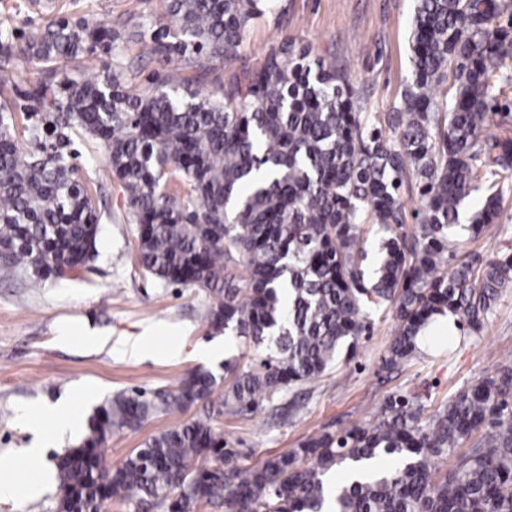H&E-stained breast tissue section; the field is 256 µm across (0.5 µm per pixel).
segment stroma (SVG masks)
<instances>
[{
	"label": "stroma",
	"instance_id": "obj_1",
	"mask_svg": "<svg viewBox=\"0 0 512 512\" xmlns=\"http://www.w3.org/2000/svg\"><path fill=\"white\" fill-rule=\"evenodd\" d=\"M58 6L75 17L122 22L123 59L134 65L130 84L136 89L150 86L157 66L149 59L138 24L163 12L162 0H58ZM413 10L414 0H277L273 11L245 30L235 58L211 64L206 76L192 67L183 76L196 81L202 92H216L223 79L255 66L291 38L344 68L366 111L381 116L397 105L409 76ZM52 16L38 0H0V17L27 38L40 34ZM80 163L112 210L111 221L100 226L94 260L63 279L0 277V449L28 442L15 419L19 406L55 401L70 387L94 388L95 405L101 408L123 391L171 389L193 369L203 366L220 376L225 360L245 367L258 358L257 352L239 349L232 338L221 359L205 364L196 359L197 347L218 338L205 320L210 299L142 272L138 229L126 218L123 192L103 151L83 149ZM496 251L512 255V193L505 195L492 233L468 239L465 249L470 256ZM84 324L116 342L134 339L149 327L174 329L181 333L184 356L135 361L87 349L75 339L59 342L61 328ZM396 328L392 314H378L356 356L299 387L297 396H284L273 408L219 416L225 440L252 465L299 447L309 437L368 421L392 395L416 394L427 409H436L494 376L500 366H512V288L503 290L480 331L431 337L419 353L388 369L382 360ZM198 412L194 406L182 414L150 417L135 430L113 432L101 448L106 465L123 461L152 435Z\"/></svg>",
	"mask_w": 512,
	"mask_h": 512
}]
</instances>
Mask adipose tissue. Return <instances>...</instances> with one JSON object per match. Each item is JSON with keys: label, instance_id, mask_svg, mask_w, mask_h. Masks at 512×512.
I'll list each match as a JSON object with an SVG mask.
<instances>
[{"label": "adipose tissue", "instance_id": "ef3b65f1", "mask_svg": "<svg viewBox=\"0 0 512 512\" xmlns=\"http://www.w3.org/2000/svg\"><path fill=\"white\" fill-rule=\"evenodd\" d=\"M93 389L78 386L57 402L23 407L18 417L31 436L28 447L0 452V498L34 501L55 491L57 472L47 459L52 444H64L83 427L81 409Z\"/></svg>", "mask_w": 512, "mask_h": 512}]
</instances>
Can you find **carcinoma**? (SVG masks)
I'll return each mask as SVG.
<instances>
[{
	"mask_svg": "<svg viewBox=\"0 0 512 512\" xmlns=\"http://www.w3.org/2000/svg\"><path fill=\"white\" fill-rule=\"evenodd\" d=\"M274 6L166 0L142 25L165 75L140 90L126 81L117 27L60 13L21 41L0 24V86L16 87V59L46 73L21 93L25 104L0 100V274L63 278L93 258L99 224L112 220L79 175L78 146L96 144L140 225L141 268L213 298L209 327L264 351L254 368L224 363L218 402L217 376L204 369L174 389L113 397L58 461L61 512H105L114 499L134 512H512L511 366L428 415L418 396H391L368 422L257 465L241 462L216 424L226 410L256 412L322 377L379 312L397 320L391 367L419 350L437 315L479 331L512 285V255L472 260L457 230L476 199L471 231L486 233L512 189V138L488 106L512 94V30L497 24L512 3L416 0L410 77L383 118L362 112L346 71L288 38L216 95L179 78L185 63L204 71L235 56L245 28ZM99 49L112 57L110 74L64 73ZM450 74L452 88L439 92ZM411 181L422 218L409 247L400 229ZM366 224L379 235L372 258ZM203 402V415L104 465L112 429Z\"/></svg>",
	"mask_w": 512,
	"mask_h": 512,
	"instance_id": "obj_1",
	"label": "carcinoma"
}]
</instances>
